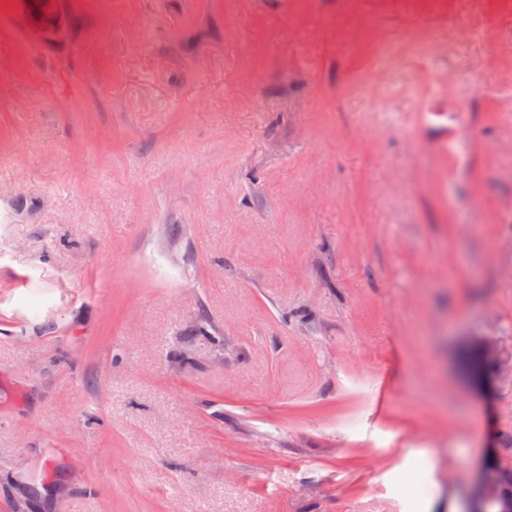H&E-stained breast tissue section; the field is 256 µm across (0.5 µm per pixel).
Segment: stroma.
I'll return each instance as SVG.
<instances>
[{
    "label": "stroma",
    "instance_id": "35a3bbf8",
    "mask_svg": "<svg viewBox=\"0 0 512 512\" xmlns=\"http://www.w3.org/2000/svg\"><path fill=\"white\" fill-rule=\"evenodd\" d=\"M0 76V512L512 469V376L464 371L512 354V0H60L48 40L0 0ZM471 370L476 378L480 380L487 379L485 369L492 368V375H498L505 370L511 371V360L506 359L498 348L492 343H484L480 346L478 354L472 361Z\"/></svg>",
    "mask_w": 512,
    "mask_h": 512
}]
</instances>
